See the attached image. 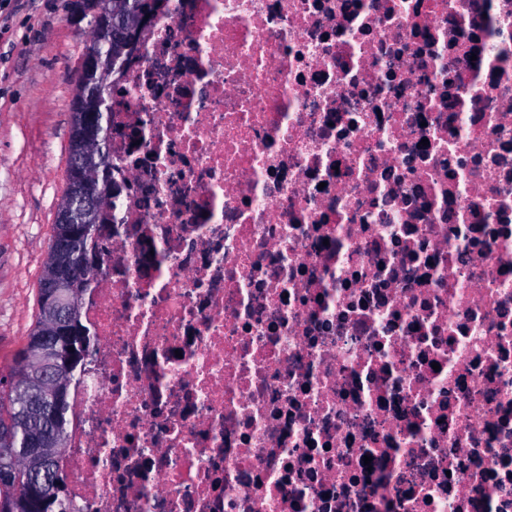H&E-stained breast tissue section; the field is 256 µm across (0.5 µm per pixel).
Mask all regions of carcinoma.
Instances as JSON below:
<instances>
[{
	"mask_svg": "<svg viewBox=\"0 0 512 512\" xmlns=\"http://www.w3.org/2000/svg\"><path fill=\"white\" fill-rule=\"evenodd\" d=\"M154 4L155 0H86V7L92 12V35L83 55L93 56L107 50L109 63L104 71L97 73L94 80L88 83L79 81L77 93L72 100L73 119L68 152H85V140L96 138L100 150L88 155V162L95 174L97 194L105 200L118 195L112 183L109 161L111 112L103 111L97 131H89L83 126V115L92 110L99 100L109 101L112 76L122 67L133 45L138 24L143 16L153 10ZM84 222L95 225L96 236L74 239L70 236L71 225L59 222L53 224L48 258L38 289L36 324L25 347L14 358L8 390L0 392V462L10 463L14 472L12 483L0 484V512H73L66 480L57 459L68 442L67 413L72 409L69 401L70 385L84 371L86 361L93 352V341L82 321L71 325L70 334L57 345L60 354L67 357L68 369L57 382V391L61 395L60 405L53 407L51 416L37 427L51 440L49 447L39 454H32L27 448V441L33 438L37 428L26 414L24 397L33 387L32 365L28 362L29 350L38 351L42 348L43 340L49 335L54 323L53 306L48 299L52 291L48 281L49 273L84 255L103 258L100 240L104 225L109 223L106 208L92 209ZM48 469L57 474L61 482L60 491L29 486L33 475L42 474Z\"/></svg>",
	"mask_w": 512,
	"mask_h": 512,
	"instance_id": "1",
	"label": "carcinoma"
}]
</instances>
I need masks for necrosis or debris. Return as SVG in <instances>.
<instances>
[{
	"instance_id": "4bbe7bcc",
	"label": "necrosis or debris",
	"mask_w": 512,
	"mask_h": 512,
	"mask_svg": "<svg viewBox=\"0 0 512 512\" xmlns=\"http://www.w3.org/2000/svg\"><path fill=\"white\" fill-rule=\"evenodd\" d=\"M110 162L77 512H512V0H157Z\"/></svg>"
}]
</instances>
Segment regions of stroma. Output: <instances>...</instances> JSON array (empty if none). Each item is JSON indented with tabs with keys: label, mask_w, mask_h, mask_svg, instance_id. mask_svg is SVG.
<instances>
[{
	"label": "stroma",
	"mask_w": 512,
	"mask_h": 512,
	"mask_svg": "<svg viewBox=\"0 0 512 512\" xmlns=\"http://www.w3.org/2000/svg\"><path fill=\"white\" fill-rule=\"evenodd\" d=\"M91 14L75 0L0 6V382L37 314L66 185L71 104Z\"/></svg>",
	"instance_id": "stroma-1"
}]
</instances>
